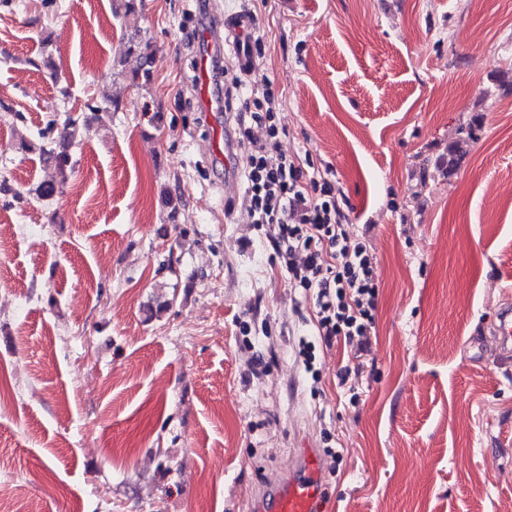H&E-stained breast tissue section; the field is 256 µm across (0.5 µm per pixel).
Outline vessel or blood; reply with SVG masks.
<instances>
[{"mask_svg": "<svg viewBox=\"0 0 512 512\" xmlns=\"http://www.w3.org/2000/svg\"><path fill=\"white\" fill-rule=\"evenodd\" d=\"M253 18L246 13H234L224 18V43L234 47L237 69L248 74L253 67V57L245 45L246 35ZM211 58L200 56L196 62L195 77L205 111L218 112L219 101L208 92ZM208 150L215 157L223 158L229 173L224 177V193L236 194L239 183L234 172L238 167L237 148L230 141L212 138ZM493 341L498 357H512V310L503 309L492 327ZM324 461L312 448H300L293 454L292 464L276 480L259 489L253 498L254 512H322Z\"/></svg>", "mask_w": 512, "mask_h": 512, "instance_id": "1", "label": "vessel or blood"}]
</instances>
